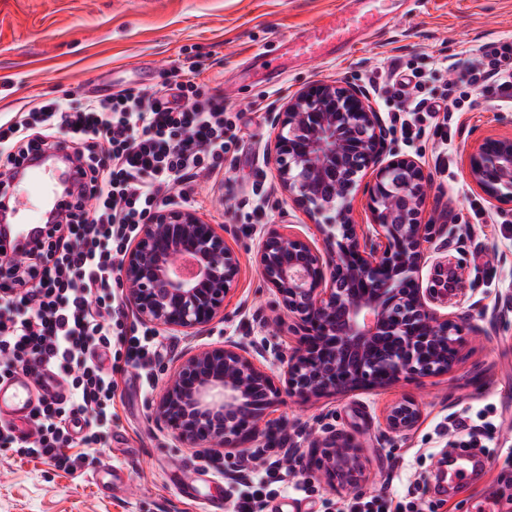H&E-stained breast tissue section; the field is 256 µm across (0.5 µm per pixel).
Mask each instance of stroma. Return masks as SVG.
<instances>
[{"label":"stroma","mask_w":512,"mask_h":512,"mask_svg":"<svg viewBox=\"0 0 512 512\" xmlns=\"http://www.w3.org/2000/svg\"><path fill=\"white\" fill-rule=\"evenodd\" d=\"M340 0H0V117L33 104L99 98L134 87L168 93L174 70L196 57L205 96L223 100L239 138L224 174L194 187L202 219L224 227V241L240 259V275L224 311L197 336L161 331L164 342L154 363L164 385L185 350L232 341L252 360L279 375L280 352L298 342L294 320L268 288L256 262L265 225L320 244L306 214L283 192L268 160L276 128L271 116L288 98L317 82L366 87L371 102L387 113L390 63L415 72L426 96L441 98L450 75L464 72L470 49L488 42L512 43V0H388L384 25L338 60L300 57L272 83L254 74L259 55L276 58L283 40L301 35L335 13ZM463 111L448 126L446 170L434 169L440 145L432 135L408 140L386 123L387 155L410 156L429 177L422 221L436 231L423 244L426 262L420 288L438 297L437 310L454 320L464 342L453 369L426 378L403 379L385 388H363L302 402L281 395L264 424L283 429L285 440L270 444L267 461L291 455L294 477L314 483L316 497L281 494L263 512H339L356 495L396 499L414 491L421 505L440 499L438 512H512V203L502 204L468 177V155L489 136L512 135V109L497 107L492 94L460 86ZM505 213L504 224L475 223L470 207ZM460 285L447 287L449 271ZM112 413V436L97 448L75 446L81 464L71 473L38 457L0 447V512H208L212 496L225 493L243 464L236 450L213 454L201 465L198 450L178 443L157 426L151 411L156 392L127 384ZM416 400L421 418L407 434L391 432L384 417L395 402ZM492 408L500 424L493 456L484 458L477 480L460 492L437 495L431 477L451 451V424L465 413ZM351 440L360 463L362 490L329 481L306 453L312 437ZM116 469L105 473L106 466ZM193 495H186V486Z\"/></svg>","instance_id":"35a3bbf8"}]
</instances>
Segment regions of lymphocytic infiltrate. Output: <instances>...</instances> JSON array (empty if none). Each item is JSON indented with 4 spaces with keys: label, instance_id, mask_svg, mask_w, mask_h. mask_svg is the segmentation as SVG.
<instances>
[{
    "label": "lymphocytic infiltrate",
    "instance_id": "f902f5d3",
    "mask_svg": "<svg viewBox=\"0 0 512 512\" xmlns=\"http://www.w3.org/2000/svg\"><path fill=\"white\" fill-rule=\"evenodd\" d=\"M200 70L197 61L181 65L178 107L127 88L103 99L47 103L0 125L1 168L12 169L32 149L56 150L66 141L78 148L83 178L80 195L61 223L49 225L45 239L0 259V379L23 372L38 381L49 372L61 387L32 410L24 438L1 422V447L76 471L79 459L68 449L77 441L94 448L104 440L116 367L137 370L142 388H150L158 333L129 322L117 297L121 264L155 210L176 199L193 205L188 185L224 170L230 121L223 101L203 96ZM462 83L511 108L512 47L479 46L460 80L449 82L442 104L424 97L421 84L398 81L394 119L406 138L427 122L447 139L438 115L460 111L455 91ZM38 126L62 131V141L35 135ZM252 482L253 490L234 492L235 512H260L262 491L273 484L304 497L313 493L310 482L289 481L279 467L255 473Z\"/></svg>",
    "mask_w": 512,
    "mask_h": 512
}]
</instances>
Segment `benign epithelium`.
<instances>
[{
    "instance_id": "benign-epithelium-1",
    "label": "benign epithelium",
    "mask_w": 512,
    "mask_h": 512,
    "mask_svg": "<svg viewBox=\"0 0 512 512\" xmlns=\"http://www.w3.org/2000/svg\"><path fill=\"white\" fill-rule=\"evenodd\" d=\"M275 126L269 160L322 244L269 224L256 261L297 323L300 341L283 357L277 381L239 344L190 348L152 404L154 419L176 441L213 454L220 448L248 454L268 436L262 421L283 393L307 401L446 374L462 342L460 327L431 307L434 297L417 282L422 243L433 229L422 223L428 178L411 157L385 159V129L368 95L320 83L290 97ZM368 172L369 230L353 219ZM468 176L490 198L511 201L512 136L476 145ZM239 273L224 234L190 208L156 211L122 261L125 300L138 319L185 336L208 329ZM420 417L418 403L404 399L389 407L385 424L403 434ZM307 454L328 479L347 477L359 487L351 443L314 437Z\"/></svg>"
}]
</instances>
